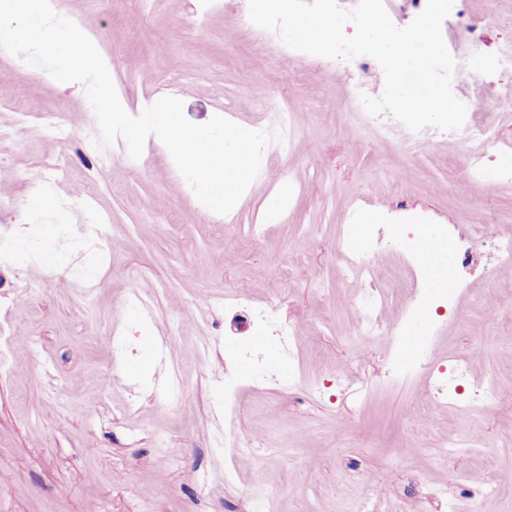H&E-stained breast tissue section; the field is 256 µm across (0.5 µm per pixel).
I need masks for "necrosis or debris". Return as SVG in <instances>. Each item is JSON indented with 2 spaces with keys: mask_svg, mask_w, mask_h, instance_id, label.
Returning <instances> with one entry per match:
<instances>
[{
  "mask_svg": "<svg viewBox=\"0 0 512 512\" xmlns=\"http://www.w3.org/2000/svg\"><path fill=\"white\" fill-rule=\"evenodd\" d=\"M437 231L447 239L453 260L460 270L456 287L423 286L411 301L395 309L391 308L387 296L371 287L380 268L377 258L384 249L381 239L365 237L353 242L345 227L340 228L338 233L342 250L339 276L357 288L359 308L352 332L351 359L337 364L332 376L340 388L353 381V364L367 354L364 341L373 339L384 342L386 370L381 379L382 384L400 387L412 382L420 372H430L433 393L430 398L416 401L412 407L418 426L404 440L403 452L407 455L417 454L421 448L427 447L428 440L421 424L428 418L432 408L448 407L466 412L478 407L489 411L502 394L498 381L486 375L476 376L467 359L450 360L447 369L437 372L426 361L427 356L435 352L444 328L440 308H447L457 323H468L469 317L465 315L459 300L473 292L474 242L465 234L452 231L442 224L438 225ZM224 304L229 308H251L253 326L274 335L289 361L298 359L306 326L302 323L278 321L277 296L270 294L258 302L249 292L238 290L225 294ZM418 326L423 329L419 335L414 332ZM414 334L419 337V345L412 351L408 348V340ZM241 414L237 387L225 388L223 444L224 454L232 462L249 455L254 444L252 433L240 426Z\"/></svg>",
  "mask_w": 512,
  "mask_h": 512,
  "instance_id": "necrosis-or-debris-1",
  "label": "necrosis or debris"
}]
</instances>
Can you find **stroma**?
I'll use <instances>...</instances> for the list:
<instances>
[{
  "label": "stroma",
  "mask_w": 512,
  "mask_h": 512,
  "mask_svg": "<svg viewBox=\"0 0 512 512\" xmlns=\"http://www.w3.org/2000/svg\"><path fill=\"white\" fill-rule=\"evenodd\" d=\"M67 16L96 39L128 106L174 96L192 122L220 115L271 132L266 104H242L248 85L270 75L278 105L298 111L302 125L289 155L265 154L256 179L219 220L155 144L139 160L103 173L84 137L60 141L47 138L40 123L16 125L20 106L87 122L94 111L79 86L51 83L40 68L20 71L0 49V125L14 130L0 142V168L14 173L0 181V240L27 227L33 246L28 258L0 260V325L25 323L21 339L0 337V512H250L252 501L270 493L279 512H332L340 496L371 497L393 512H442L429 483L450 480L473 492L491 469L499 493L484 512L512 502V272L497 273L490 305L499 319L485 322L490 305L463 296L472 327L447 329L436 358L442 365L467 358L476 373L498 377L503 393L492 413L474 412L465 424L492 444L494 467L478 453L437 457L435 446L463 425L442 409L431 413L430 447L403 455L409 412L425 382L379 390V347L336 397L310 391L349 360L346 333L357 317L358 304L338 274V225L358 224L369 211L382 215L370 229L386 236L376 286L398 302L414 291L388 238L391 225L456 224L481 248L487 225H512V180L489 192L469 176L472 166L499 170L502 157L512 156V99L502 96L512 74L487 68L451 83L477 118H492L498 147L482 151L460 136L430 135L417 146L401 130L385 138L359 118L361 95L381 96L384 77L365 81L349 60L310 54L283 64V42L250 22L248 0H225L216 11L205 0H69ZM442 33L455 60H492L512 50V0H455ZM160 53L167 56L163 70L154 63ZM87 130L96 127L88 122ZM61 153L68 165L53 190L59 214L23 217L42 163ZM76 185L87 202H73ZM353 196L355 214L344 208ZM276 202L281 208L265 233L242 240L234 263H226L225 237ZM100 212L111 217L106 235H77L49 264L43 232L84 228ZM274 253L283 259L277 275L269 266ZM53 272L69 278V288L47 287ZM242 286L277 293L279 320L307 324L308 386L279 390L252 379L246 365L236 368L246 383L242 424L256 441L228 483L224 450L215 442L224 429V343L251 329L247 315L216 301ZM133 289L151 316L127 305ZM177 318L194 321V329L173 332ZM146 334L166 343L141 370ZM121 339L130 350L116 363L113 345ZM175 371L183 376L176 413L152 398L155 383ZM104 373L111 377L105 387L97 383Z\"/></svg>",
  "instance_id": "stroma-1"
}]
</instances>
